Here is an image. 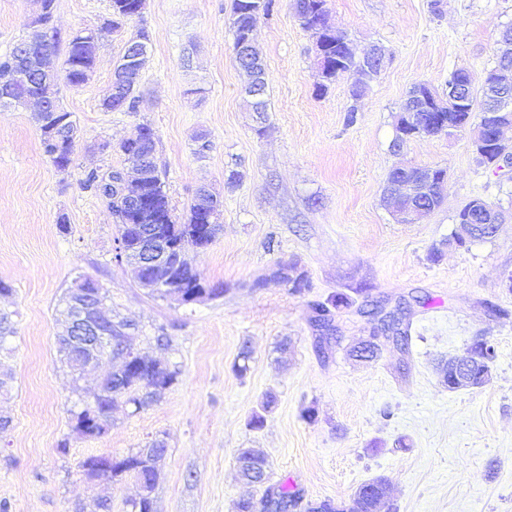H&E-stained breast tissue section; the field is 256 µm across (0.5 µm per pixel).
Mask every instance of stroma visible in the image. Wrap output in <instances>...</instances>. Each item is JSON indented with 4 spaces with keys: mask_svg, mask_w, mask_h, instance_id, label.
Masks as SVG:
<instances>
[{
    "mask_svg": "<svg viewBox=\"0 0 512 512\" xmlns=\"http://www.w3.org/2000/svg\"><path fill=\"white\" fill-rule=\"evenodd\" d=\"M34 8V0H0L1 56L27 36ZM231 8L232 0H145L142 20L104 31L87 82H58L78 130L66 171L44 155L29 110L0 108V278L13 287L0 310L15 328L0 340V377L10 379L0 414L12 419L0 434V512H77L94 498L131 512L141 493L133 477L91 481L81 463L155 440L165 452L153 512H235L237 501L260 499L261 488L237 475L242 448L264 455L272 483L293 485L307 501L345 502L382 476L381 512H512V168L483 164L466 131L392 148L394 116L415 84L444 98L450 73L463 68L481 89L499 32L512 24V0H326L355 54L375 45L386 54L357 99L351 73L321 89L311 33L293 0H275L255 31L269 79L261 115L243 99ZM110 14V0H55V62L74 31L101 27ZM141 27L151 47L138 107L106 111L113 68ZM143 123L155 132L177 216L201 186L224 200L212 244L188 250L202 283L223 284L220 297L181 304L148 293L115 258L106 202L82 185L88 171L123 167L120 153L101 145ZM202 133L211 148L199 156ZM398 166L448 172L442 204L421 223H398L383 203ZM476 197L505 220L494 237L456 246V216ZM280 263L304 276L305 291L273 279ZM81 276L107 291L113 319L134 324L136 347L177 373L146 409L116 403L97 437L78 433L72 415L118 363L103 359L77 380L56 344L65 293ZM339 293L349 306L331 328L317 326L313 303ZM401 299L409 352L388 339L377 360L351 357L372 330L362 308ZM478 336L496 350L488 382L448 390L438 359L464 356ZM257 413L259 429L250 425Z\"/></svg>",
    "mask_w": 512,
    "mask_h": 512,
    "instance_id": "35a3bbf8",
    "label": "stroma"
}]
</instances>
